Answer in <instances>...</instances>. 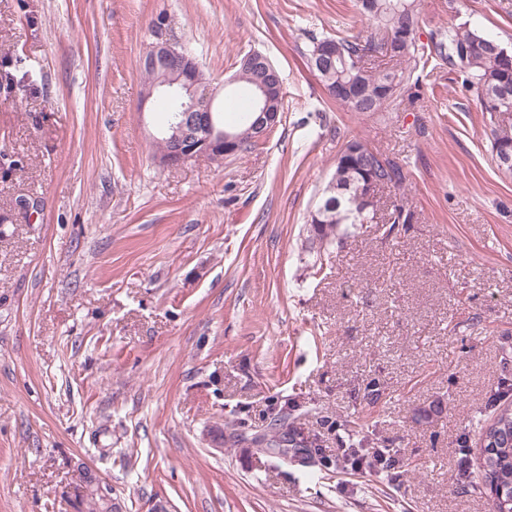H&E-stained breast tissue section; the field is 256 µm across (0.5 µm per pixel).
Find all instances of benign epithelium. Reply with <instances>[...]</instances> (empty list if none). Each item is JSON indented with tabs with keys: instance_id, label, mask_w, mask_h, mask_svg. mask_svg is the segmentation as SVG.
<instances>
[{
	"instance_id": "1",
	"label": "benign epithelium",
	"mask_w": 512,
	"mask_h": 512,
	"mask_svg": "<svg viewBox=\"0 0 512 512\" xmlns=\"http://www.w3.org/2000/svg\"><path fill=\"white\" fill-rule=\"evenodd\" d=\"M164 23L156 25V41L142 66L155 70L157 78L144 86L143 100H169L177 111L159 128L168 148L156 155L163 167H177L204 153L218 165L224 158L240 153L239 137L225 129L214 117V101L219 89L200 79V68L183 44L162 33ZM252 106L260 116L254 122L255 137L262 138L277 124L280 113L269 111L270 94L263 85L254 86Z\"/></svg>"
}]
</instances>
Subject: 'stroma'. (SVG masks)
I'll list each match as a JSON object with an SVG mask.
<instances>
[{"label": "stroma", "instance_id": "obj_1", "mask_svg": "<svg viewBox=\"0 0 512 512\" xmlns=\"http://www.w3.org/2000/svg\"><path fill=\"white\" fill-rule=\"evenodd\" d=\"M222 85L247 52L279 124L223 165L155 161L142 102L158 17ZM471 20L512 47V0H420L421 42ZM357 0H0V512H488L463 487L476 419L512 404V174L441 61L386 112H350L310 36L369 35ZM357 137L403 165L396 239L307 219ZM367 422L352 466L344 421ZM294 430L281 462L253 437Z\"/></svg>", "mask_w": 512, "mask_h": 512}]
</instances>
